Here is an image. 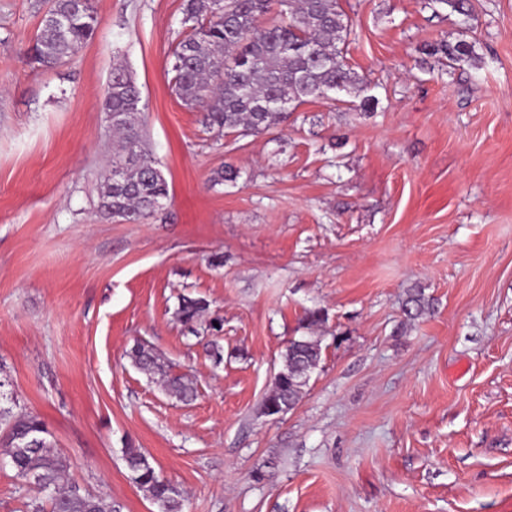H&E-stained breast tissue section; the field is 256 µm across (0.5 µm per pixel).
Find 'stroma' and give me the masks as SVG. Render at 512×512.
Masks as SVG:
<instances>
[{
	"label": "stroma",
	"instance_id": "1",
	"mask_svg": "<svg viewBox=\"0 0 512 512\" xmlns=\"http://www.w3.org/2000/svg\"><path fill=\"white\" fill-rule=\"evenodd\" d=\"M472 2L462 31L431 0H339L370 108L317 100L238 137L171 89L183 0H92L95 38L53 69L26 53L46 0H0V372L72 483L153 512L130 441L185 512H512V0ZM460 39L478 63L423 52ZM117 58L169 186L143 224L98 210ZM412 288L432 310L410 321ZM183 295L209 303L193 333ZM309 309L320 364L261 415ZM178 375L192 400L163 389ZM132 363L142 372L155 375L162 370L159 358L152 348L138 344L129 353Z\"/></svg>",
	"mask_w": 512,
	"mask_h": 512
}]
</instances>
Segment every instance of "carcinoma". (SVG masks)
<instances>
[{"mask_svg": "<svg viewBox=\"0 0 512 512\" xmlns=\"http://www.w3.org/2000/svg\"><path fill=\"white\" fill-rule=\"evenodd\" d=\"M433 2L462 25L472 17L470 0ZM183 21L190 32L172 53L173 86L185 106L203 112L209 130L257 136L287 120L301 104L333 101L341 93L361 98L364 108L370 105L364 78L344 63L352 25L338 0H185ZM100 24L92 0H48L29 58L41 67L63 65L93 39ZM427 54L447 58L450 66L478 61L474 45L465 40L431 44ZM102 108L112 118V154L98 209L115 222L141 224L168 198V183L143 139L140 91L119 61L113 63ZM207 311L205 300L183 296L175 316L192 326ZM426 311L421 291L408 292L405 316L416 319ZM130 358L146 374L162 370L158 356L145 345L133 347ZM320 361L316 337L289 341L262 413L274 416L293 409ZM7 386L0 380V466L34 485L39 497L29 504L31 512H121L100 495L62 485L67 457L38 415L17 410V398ZM166 389L182 400L195 392L193 381L183 376L168 378ZM123 456L130 480L154 512H183L182 491L159 475L141 449L128 446Z\"/></svg>", "mask_w": 512, "mask_h": 512, "instance_id": "cac0c4a2", "label": "carcinoma"}]
</instances>
